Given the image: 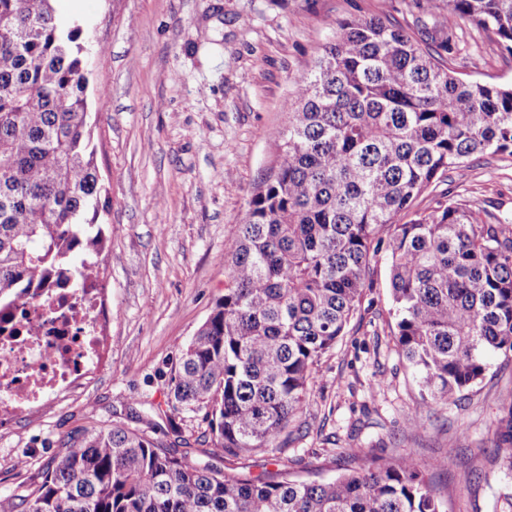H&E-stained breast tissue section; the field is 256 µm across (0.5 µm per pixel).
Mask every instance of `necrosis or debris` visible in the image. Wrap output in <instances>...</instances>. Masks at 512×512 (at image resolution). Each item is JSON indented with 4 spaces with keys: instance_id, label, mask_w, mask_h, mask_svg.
Segmentation results:
<instances>
[{
    "instance_id": "obj_1",
    "label": "necrosis or debris",
    "mask_w": 512,
    "mask_h": 512,
    "mask_svg": "<svg viewBox=\"0 0 512 512\" xmlns=\"http://www.w3.org/2000/svg\"><path fill=\"white\" fill-rule=\"evenodd\" d=\"M100 284L48 283L16 302L11 323L0 321V423L67 393L99 363L103 341Z\"/></svg>"
}]
</instances>
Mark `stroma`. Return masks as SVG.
<instances>
[{"label": "stroma", "instance_id": "1", "mask_svg": "<svg viewBox=\"0 0 512 512\" xmlns=\"http://www.w3.org/2000/svg\"><path fill=\"white\" fill-rule=\"evenodd\" d=\"M443 0H53L79 20L98 52L85 91L101 189V223L112 236L101 267L100 360L63 398L0 425V499L39 474L70 432L137 415L165 402L171 370L227 284L230 231L279 162L271 130L286 125V101L331 42L338 21L379 16L416 33L417 18ZM450 60L461 77L512 83V53L466 23ZM472 210L512 216V158L487 154L439 195ZM389 265L379 259L362 310L317 367L302 414L283 447L267 454L199 460L255 477L270 460L328 465L348 453L405 456L434 468L445 512H500L503 490L490 452L512 398V356H492L461 399L410 415L420 401L412 370L394 346ZM27 455L29 469L16 466Z\"/></svg>", "mask_w": 512, "mask_h": 512}]
</instances>
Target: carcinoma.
<instances>
[{
	"instance_id": "cac0c4a2",
	"label": "carcinoma",
	"mask_w": 512,
	"mask_h": 512,
	"mask_svg": "<svg viewBox=\"0 0 512 512\" xmlns=\"http://www.w3.org/2000/svg\"><path fill=\"white\" fill-rule=\"evenodd\" d=\"M427 44L377 17L338 23L269 133L281 161L235 226L228 285L175 363L166 409L131 429H79L4 512H443L440 467L350 455L343 472L224 473L165 443L163 424L203 413L209 455L280 448L321 357L389 263L395 346L421 385L420 411L480 382L512 354V221L462 199H417L478 155L512 157V84L448 67L464 23L512 51V0H446ZM52 0H0V310L65 270L100 278L101 188L80 43ZM492 461L512 480V399Z\"/></svg>"
}]
</instances>
